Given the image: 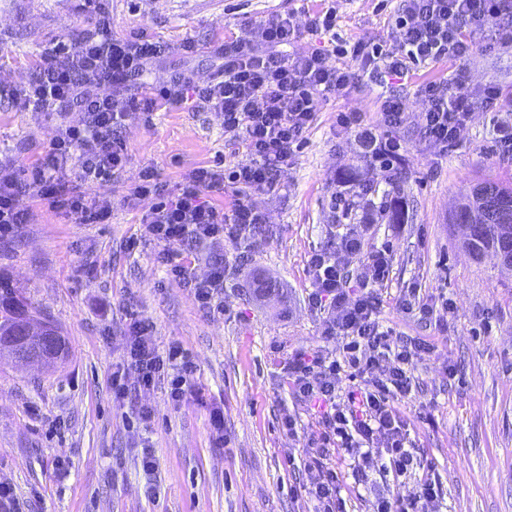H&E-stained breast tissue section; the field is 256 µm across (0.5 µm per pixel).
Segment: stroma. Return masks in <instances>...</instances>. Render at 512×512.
<instances>
[{"label":"stroma","instance_id":"1","mask_svg":"<svg viewBox=\"0 0 512 512\" xmlns=\"http://www.w3.org/2000/svg\"><path fill=\"white\" fill-rule=\"evenodd\" d=\"M400 0H0V86L27 84L40 56L57 41H75L112 17V32L140 31L169 51L146 81L162 84L192 69L198 81L215 71L211 48L248 40L273 14L300 27L306 10L335 8L336 31L349 43H394ZM192 41L196 53L182 51ZM465 75L472 87H498L494 110L474 109L449 149L422 130L428 81ZM389 90L408 102L388 139L402 149L393 169L369 166L355 133L336 124L340 112L374 118L381 89L358 77L343 96L320 99L302 148L281 172L276 191L251 203L266 219L249 248L225 242L194 250L195 277L214 260L226 271L218 314L202 311L191 291L167 276L161 247L143 238L140 218L153 197L130 200L142 170L173 188L199 166L247 161L240 138L225 135L220 114L190 106L130 115L122 130L127 163L101 194L112 199L105 224H74L23 196L29 223L0 237V277L22 292L33 311L65 336L67 358L43 368L0 359V483L11 485L30 512H312L305 472L290 460L308 457L318 417L294 395L286 364L300 348L337 350L323 338L326 312L308 297L313 250L354 239L349 282L366 284L368 258L388 251L389 274L370 285L381 323L426 340L431 353L410 367L413 390L394 406L408 426L412 448L438 475L447 512H512V268L491 254L473 257L451 217L481 181L512 178V147L498 130L512 128V52L475 53L461 61L412 70ZM82 112H32L0 99V157L24 168L46 159L60 124H80ZM354 167L379 190L401 198L409 219L389 223L362 209L345 215L357 188L341 173ZM272 283L256 291L258 280ZM448 298L453 311L418 320L400 305L409 289ZM153 327L159 346L181 344L197 367L200 395L181 408L168 401L167 383L138 396L153 408L150 426L137 422L136 404L112 401V371L121 362L127 311ZM297 421L294 432L284 415ZM223 432H215L214 417ZM154 448L158 499L145 494L139 455Z\"/></svg>","mask_w":512,"mask_h":512}]
</instances>
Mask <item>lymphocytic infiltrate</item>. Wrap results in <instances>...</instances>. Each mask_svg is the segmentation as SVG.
Instances as JSON below:
<instances>
[{
    "label": "lymphocytic infiltrate",
    "mask_w": 512,
    "mask_h": 512,
    "mask_svg": "<svg viewBox=\"0 0 512 512\" xmlns=\"http://www.w3.org/2000/svg\"><path fill=\"white\" fill-rule=\"evenodd\" d=\"M511 8L512 0H400L394 16L396 44L360 41L349 48L336 44L294 55L283 49L296 41L300 29L290 17L276 15L260 21L250 40L227 41L215 48L220 64L207 82L183 71L163 85L146 83L144 75L164 56L165 46L139 32L115 36L110 17L100 15L93 33L76 42L59 41L43 54L22 91L24 105L32 111L76 107L84 118L77 126H59L46 159L22 170L0 162V236L29 223L30 213L18 206L23 195L74 223H105L112 214V200L97 189L111 182L127 160L122 128L129 114L186 105L220 113L225 134L243 139L248 162L229 169L195 168L170 190L147 168L132 195L157 197L141 218L142 231L165 244L159 260L171 278L191 288L201 309L223 312L218 295L224 286V266L214 264L201 280L189 277L193 248L218 240L237 247L251 245L264 217L249 198L277 189L283 167L315 118L319 99L346 93L359 71L387 84L402 77L408 65L468 57L481 48L478 34L493 23L498 26L497 49H511L512 22H500ZM346 53L355 58L358 71L336 65V56ZM419 93L428 102L423 130L442 146L455 142L474 110V98H481L490 110L500 97L497 87L477 90L461 76L445 84H423ZM407 110L405 98L386 96L375 121L365 120L359 112H340L336 123L357 132L367 148L368 163L374 165L381 155L399 150V143L382 140L381 132L399 125ZM74 174L83 191L70 187ZM227 187L235 195L228 210L209 199ZM174 243L183 245L181 256L169 252ZM358 248L349 241L341 250L321 249L309 259L318 284L309 304L327 312L323 335L341 345L332 356L298 350L288 359L289 386L321 424L315 454L304 465V489L314 512H348L343 495L347 480L365 484L371 474L380 473L396 482L413 480L415 487L405 496L380 495L376 512H442L441 484L429 462L409 448L405 424L393 405L395 398L412 391L409 365L432 347L383 326L373 293H350L345 256ZM124 358L127 368L136 370L137 380L128 383L124 370L114 371V402H133L138 391L153 388L161 379L168 382L173 407H181L192 396L196 367L188 354L176 342L160 350L151 324L133 311L127 315ZM378 436L384 439L380 448L374 445ZM336 453L342 456L339 468L331 463Z\"/></svg>",
    "instance_id": "lymphocytic-infiltrate-1"
}]
</instances>
